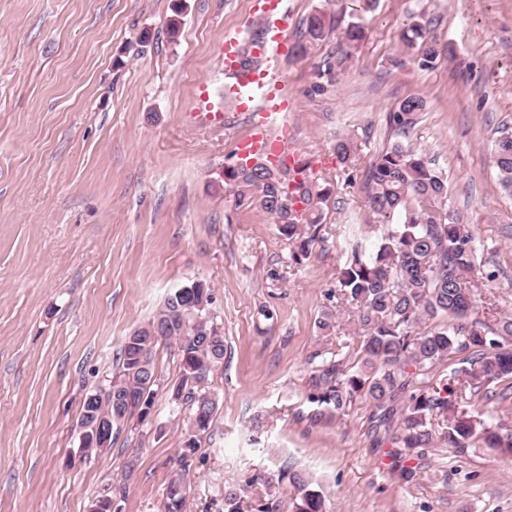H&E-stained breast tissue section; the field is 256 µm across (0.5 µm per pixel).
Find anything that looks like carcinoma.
<instances>
[{"label":"carcinoma","instance_id":"carcinoma-1","mask_svg":"<svg viewBox=\"0 0 512 512\" xmlns=\"http://www.w3.org/2000/svg\"><path fill=\"white\" fill-rule=\"evenodd\" d=\"M431 21L412 17L402 33L408 49L417 50L415 62L432 69L451 53L448 44L431 33ZM335 27V18L316 9L302 22L292 53L305 58L322 45ZM366 37L360 21L342 31L337 51L327 54L314 71L309 95L321 96L335 84L346 58ZM427 102L421 96L399 102L387 115L398 139L372 160L364 171L367 207L384 226L378 244L366 249L350 240L348 261L336 275V299L348 304L364 332L357 364L342 369L336 360H322L310 383L311 402L339 411L356 396L373 407L371 433L376 444L391 445V470L406 484L418 480L420 468L407 464L415 454L424 459L438 435L459 451L480 435L491 448L512 452V433L499 434L474 420L460 401L491 383L512 380V316L497 318L499 298L492 291L476 302L469 283L478 278L493 282L499 270L489 267V244L477 238L451 207L448 177L425 152L399 140L414 128ZM333 153L347 179L361 168L358 145L350 138L336 141ZM224 167V187L238 207L270 216L279 235L290 245L288 262L300 265L311 257L333 193V182L316 174L306 159L298 160L294 180L289 168L273 167L260 159ZM494 165L502 189L512 195V133L496 140ZM210 285L200 282L195 306L188 313L171 293L154 317L122 344L115 373L103 386L88 392L82 412L92 406L111 408L115 434L132 412H117L113 397L132 394L154 403L157 345L174 342L180 377L171 386L172 403L188 410V423L178 450L175 469L165 489L164 512H184L187 476L201 435L213 423L216 405L200 406L209 394L204 386L224 357V337L210 312ZM466 354L462 367L445 372L444 362ZM297 495L292 512H324L322 495L311 482L293 475Z\"/></svg>","mask_w":512,"mask_h":512}]
</instances>
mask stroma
Masks as SVG:
<instances>
[{"instance_id":"obj_1","label":"stroma","mask_w":512,"mask_h":512,"mask_svg":"<svg viewBox=\"0 0 512 512\" xmlns=\"http://www.w3.org/2000/svg\"><path fill=\"white\" fill-rule=\"evenodd\" d=\"M257 3L185 0L173 41V0H0V512H92L121 486L122 512H161L185 429L165 390L180 372L174 348L156 351L165 386L151 422L129 420L88 457L77 426L125 339L195 279L212 288L224 359L206 384L218 406L186 512H224L230 486L244 512L271 502L291 512L286 467L322 493L326 512H512V454L477 439L460 453L443 445L407 485L373 444L369 402L320 417L310 400L313 357L353 364L362 334L328 298L349 256L336 227L366 218L363 179L338 177L332 147L351 135L378 155L394 139L387 113L407 97L427 101L407 140L435 156L462 221L496 245L491 288L512 315V197L493 162L512 130V0H380L321 97L308 94L317 58H276L282 81L265 106L334 180L322 239L301 265L289 264L273 219L236 207L222 186L250 121L225 91L219 51L225 35L263 30ZM284 3L290 44L315 9L343 27L354 7ZM418 13L452 47L426 70L401 41ZM204 89L221 122L195 113ZM285 98L295 107L283 113ZM491 288L480 281L474 293ZM328 309L337 330L322 336L315 322Z\"/></svg>"}]
</instances>
